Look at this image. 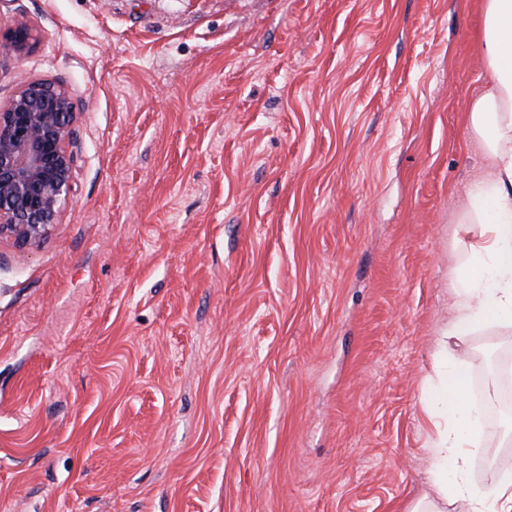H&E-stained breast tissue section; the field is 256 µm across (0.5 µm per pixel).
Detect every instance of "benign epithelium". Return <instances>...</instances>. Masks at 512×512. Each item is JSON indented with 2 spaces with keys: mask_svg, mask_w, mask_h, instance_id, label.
<instances>
[{
  "mask_svg": "<svg viewBox=\"0 0 512 512\" xmlns=\"http://www.w3.org/2000/svg\"><path fill=\"white\" fill-rule=\"evenodd\" d=\"M31 28L0 35V56L26 49ZM77 118L62 82L24 81L0 107V236L22 245L41 241L74 192L71 150Z\"/></svg>",
  "mask_w": 512,
  "mask_h": 512,
  "instance_id": "7a95c632",
  "label": "benign epithelium"
}]
</instances>
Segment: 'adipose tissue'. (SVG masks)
Listing matches in <instances>:
<instances>
[{"mask_svg": "<svg viewBox=\"0 0 512 512\" xmlns=\"http://www.w3.org/2000/svg\"><path fill=\"white\" fill-rule=\"evenodd\" d=\"M483 16L489 83L469 107L468 126L484 162L466 189L468 218L455 225L465 251L450 280L455 303L443 331L447 340L512 326V0H483ZM445 375L436 399L448 422L428 446L431 491L407 512H447L458 500L468 512H512L511 471L487 491L467 479L466 461L484 445L478 411L456 361L446 362Z\"/></svg>", "mask_w": 512, "mask_h": 512, "instance_id": "1", "label": "adipose tissue"}]
</instances>
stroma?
I'll list each match as a JSON object with an SVG mask.
<instances>
[{
	"mask_svg": "<svg viewBox=\"0 0 512 512\" xmlns=\"http://www.w3.org/2000/svg\"><path fill=\"white\" fill-rule=\"evenodd\" d=\"M482 0H0L75 191L0 238V512H406L481 157ZM512 328L450 345L479 373ZM512 424L467 476L512 471ZM31 28L27 24H19L0 35V57L11 52L26 49L31 40Z\"/></svg>",
	"mask_w": 512,
	"mask_h": 512,
	"instance_id": "1",
	"label": "stroma"
}]
</instances>
